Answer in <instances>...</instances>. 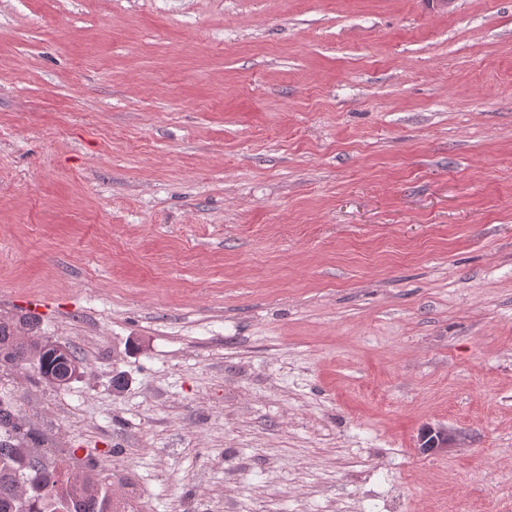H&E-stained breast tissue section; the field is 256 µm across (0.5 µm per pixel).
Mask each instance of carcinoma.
<instances>
[{
	"instance_id": "obj_1",
	"label": "carcinoma",
	"mask_w": 512,
	"mask_h": 512,
	"mask_svg": "<svg viewBox=\"0 0 512 512\" xmlns=\"http://www.w3.org/2000/svg\"><path fill=\"white\" fill-rule=\"evenodd\" d=\"M72 371L79 360L69 348L36 335V319L22 314L0 318V365H32L44 380L55 375L57 358ZM0 512H126L112 495V484L95 471L71 480L11 437L0 439Z\"/></svg>"
}]
</instances>
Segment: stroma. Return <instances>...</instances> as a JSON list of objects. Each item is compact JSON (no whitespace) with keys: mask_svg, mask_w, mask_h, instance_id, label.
<instances>
[{"mask_svg":"<svg viewBox=\"0 0 512 512\" xmlns=\"http://www.w3.org/2000/svg\"><path fill=\"white\" fill-rule=\"evenodd\" d=\"M24 313L0 435L135 512H512V0H0ZM36 325V319L27 314L0 318V365L13 368L34 365L38 376L49 383V377L55 376L57 358L65 356L76 377L79 360L75 353L56 341L37 336Z\"/></svg>","mask_w":512,"mask_h":512,"instance_id":"obj_1","label":"stroma"}]
</instances>
